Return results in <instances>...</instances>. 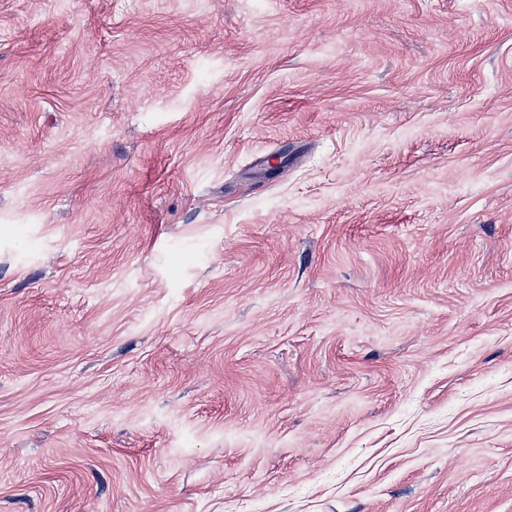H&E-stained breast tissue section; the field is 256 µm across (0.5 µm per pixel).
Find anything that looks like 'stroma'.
I'll return each instance as SVG.
<instances>
[{"label": "stroma", "instance_id": "stroma-1", "mask_svg": "<svg viewBox=\"0 0 512 512\" xmlns=\"http://www.w3.org/2000/svg\"><path fill=\"white\" fill-rule=\"evenodd\" d=\"M512 512V0H0V512Z\"/></svg>", "mask_w": 512, "mask_h": 512}]
</instances>
